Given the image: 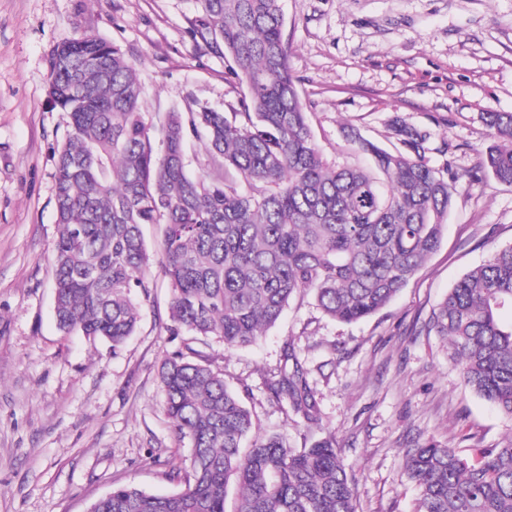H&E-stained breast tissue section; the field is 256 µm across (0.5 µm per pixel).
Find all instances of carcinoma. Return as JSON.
<instances>
[{"mask_svg": "<svg viewBox=\"0 0 512 512\" xmlns=\"http://www.w3.org/2000/svg\"><path fill=\"white\" fill-rule=\"evenodd\" d=\"M190 33L231 61L244 88L226 114L196 99L151 114L123 50L83 34L49 58V95L69 115L55 169V319L117 349L149 296L142 227L163 225L170 332L213 336L232 350L256 344L289 303L313 295L352 323L384 308L440 246L459 176L429 164L431 133L394 121L393 148L361 135L366 163L335 165L317 147L288 64L280 0H192ZM492 143L480 168L512 186V113L484 112ZM203 144L187 171V147ZM512 244L464 274L428 328L448 343L466 388L512 419ZM190 342L159 369L166 414L192 448L184 487L153 494L118 485L91 512H357L336 439L290 448L255 431L224 374L195 360ZM267 381L271 397L319 420L293 343ZM249 448H243L244 442ZM404 474L415 512H512V439L462 455L409 448ZM238 493L226 510L229 482Z\"/></svg>", "mask_w": 512, "mask_h": 512, "instance_id": "cac0c4a2", "label": "carcinoma"}]
</instances>
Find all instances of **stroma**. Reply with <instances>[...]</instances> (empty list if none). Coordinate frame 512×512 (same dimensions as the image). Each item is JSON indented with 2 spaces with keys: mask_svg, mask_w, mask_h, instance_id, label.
I'll list each match as a JSON object with an SVG mask.
<instances>
[{
  "mask_svg": "<svg viewBox=\"0 0 512 512\" xmlns=\"http://www.w3.org/2000/svg\"><path fill=\"white\" fill-rule=\"evenodd\" d=\"M288 63L315 143L353 159L348 131L387 143L398 119L430 131L458 175L440 247L379 313L354 324L313 297L290 303L256 346L195 348L240 390L259 433L300 448L326 436L357 489V512H415L408 448L468 453L512 436V420L476 396L425 325L449 288L512 244V186L479 167L491 143L481 113L512 112V0H282ZM190 0H0V512H87L112 487L183 488L191 450L165 413L157 372L182 348L169 331L161 228L144 236L151 295L119 349L55 321L54 173L69 117L49 97L54 47L86 32L134 64L149 111L198 99L220 110L243 90L223 58L192 39ZM293 341L321 420L273 401L266 380Z\"/></svg>",
  "mask_w": 512,
  "mask_h": 512,
  "instance_id": "stroma-1",
  "label": "stroma"
}]
</instances>
